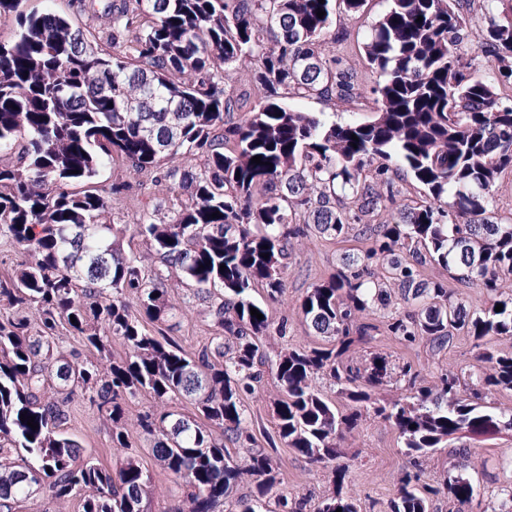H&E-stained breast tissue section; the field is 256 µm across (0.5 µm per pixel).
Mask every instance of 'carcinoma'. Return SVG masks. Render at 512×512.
<instances>
[{
    "mask_svg": "<svg viewBox=\"0 0 512 512\" xmlns=\"http://www.w3.org/2000/svg\"><path fill=\"white\" fill-rule=\"evenodd\" d=\"M101 2L108 50L50 7L26 13L21 0H0V13H16L19 27L12 43H0V237L21 256L0 277V512L43 494L79 496L82 512H147L151 480L127 418L128 401L143 394L153 406L135 427L184 487L169 512H219L245 478L240 512H260L279 470L247 426L246 400L264 387L262 339L271 326L251 292L283 296L293 239L343 238L357 224L369 247L340 258L299 306L327 344L282 349L275 363L278 437L330 469L332 491L317 512H359L339 459L344 434L365 416L390 423L409 457L389 512H436L441 494L457 505L448 512H512V486L486 499L461 474L419 485L423 458L456 435L512 431V408L487 402L512 393V350L494 345L512 339V218L490 209L499 178L512 171V95L502 93L512 90V0H494L497 10L476 28L471 0H391L364 44L377 104L366 123L290 104L363 97L354 72L323 44L336 3L352 16L365 0ZM219 68L244 75L251 92L227 89ZM183 152L199 167L165 166ZM117 159L147 180L172 182L180 197L172 219H146L132 233L163 270L124 249L127 226L99 223L121 188L60 189ZM401 177L425 198L398 202ZM390 208L393 222L363 223ZM432 263L482 288L488 306L472 310L448 282L422 278ZM173 278L210 301L216 333L194 353L166 336ZM393 289L406 308L379 321ZM64 325L96 359L62 349ZM381 332L433 357L464 333L472 363L441 368L431 382L382 354L361 368L348 364L352 346ZM113 338L124 355H112ZM394 377L404 394L377 399ZM318 378L345 410L315 386ZM76 398L111 423L115 469L63 431ZM175 400L193 412L171 410ZM277 506L305 512L307 499L282 495Z\"/></svg>",
    "mask_w": 512,
    "mask_h": 512,
    "instance_id": "cac0c4a2",
    "label": "carcinoma"
}]
</instances>
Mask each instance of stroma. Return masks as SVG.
Returning a JSON list of instances; mask_svg holds the SVG:
<instances>
[{"mask_svg": "<svg viewBox=\"0 0 512 512\" xmlns=\"http://www.w3.org/2000/svg\"><path fill=\"white\" fill-rule=\"evenodd\" d=\"M389 6L390 0H367L362 13L356 17L341 11L336 14L335 28L344 33L345 39L328 43L326 49L342 56L353 69L358 84L368 86L374 79L364 59L363 45ZM95 183L105 188L115 183L123 186L121 193L109 197L104 219L110 224L134 225L152 215L170 217L179 206L176 194L167 184L142 181L118 162L101 169ZM363 246V240L358 238L341 241L311 236L301 239L293 246L290 264L284 273L286 290L280 301L269 302L264 289L252 291V299L267 306L272 321L288 324L286 336L273 339L270 355H277L286 346L318 344L319 338L300 315L299 305L312 284L327 280L335 272L342 254L359 253ZM169 297L180 308L169 331L170 337L188 351L206 343L214 329L204 313V303L192 298L188 289L174 281L169 284ZM372 352L388 355L396 362L411 363L425 375L435 366L425 349L403 346L383 334L375 336L369 344L355 346L352 355L358 360ZM275 384L274 373H267L264 395L248 400L251 428L258 447L264 448L280 465L276 494L304 496L310 503H317L329 490L328 471L295 453L276 435L268 399ZM65 431L81 442L95 462L106 468L113 467L112 431L104 424L96 407L75 400L69 406ZM131 440L153 479L155 495L151 512H167L178 488L173 478L154 461L148 441L137 434L132 435ZM461 447L467 449L466 457H459L457 450ZM343 451V462L348 468L350 485L358 495L361 512H389L398 479L409 465L395 428L379 419L364 421L344 440ZM423 471L429 483L436 482L446 472L460 471L485 493H494L512 475V433L451 440L447 447L426 458Z\"/></svg>", "mask_w": 512, "mask_h": 512, "instance_id": "1", "label": "stroma"}]
</instances>
